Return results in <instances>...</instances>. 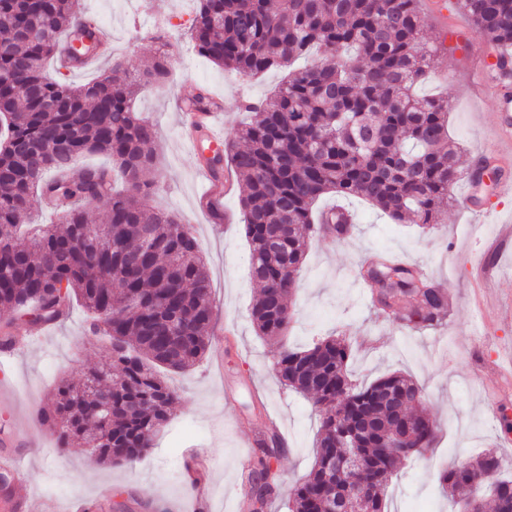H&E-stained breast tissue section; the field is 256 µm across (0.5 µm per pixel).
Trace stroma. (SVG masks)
Wrapping results in <instances>:
<instances>
[{
    "label": "stroma",
    "instance_id": "stroma-1",
    "mask_svg": "<svg viewBox=\"0 0 512 512\" xmlns=\"http://www.w3.org/2000/svg\"><path fill=\"white\" fill-rule=\"evenodd\" d=\"M417 7L429 38L471 24L456 7L442 9L438 0H418ZM82 8L111 35V55L80 72L48 63L52 77L83 85L114 58L143 70L160 52L158 34H165L170 44L166 81L142 87L135 101L158 134V164L146 174L155 184L151 201L191 225L206 259L214 326L229 325L234 332L224 339L223 371H214L208 354L192 369L167 375L177 400L147 456L132 466H106L89 453H59L55 435L29 407L46 403L62 379L77 383L88 368L105 367L107 338L85 333L86 311L77 301L68 318L47 326L0 313V325L12 323L14 335L29 339L4 374L16 405H0V431L16 434L15 450L26 457L28 479L16 495L29 502L30 512H42L47 503L56 512H72L77 499L85 512H187L191 489L184 471L195 448L209 460L202 474L205 512H245L242 475L257 453L249 437L271 415L279 421L287 449L276 462L281 483L266 512H289V491L312 466L320 416L310 400L281 385L273 369L279 346L258 336L249 318L260 288L250 279L249 247L241 231L242 182L234 180L224 198V219H211L200 209L198 154L180 136L178 107L199 87H207L223 102L218 127L230 138L249 118L240 108L241 99L265 97L283 74L271 71L245 79L198 55L186 37L193 0H82ZM446 46L432 58L428 78L416 91L447 99L449 133L463 145L457 166L462 178L448 205L425 231L350 200L356 214L353 231L342 241L323 237L312 242L291 304L290 345L346 336L354 347L349 367L353 383L366 385L400 372L424 391L438 437L394 478L389 512H457L439 474L487 448L496 451L504 474L512 475V379L500 378L489 367L496 357L512 354V309L483 307L474 276L477 265H493L501 271L494 290L512 297V241L492 251L486 247L496 224L512 221V198L500 197L490 179L474 192L484 215L473 216L464 201L465 175L497 137L495 104L479 91L476 75L489 45L475 31L468 46L452 38ZM377 252L396 254L445 290L448 313L440 324L415 328L372 306L375 286L361 277L360 269ZM104 491L109 494L105 501L100 498Z\"/></svg>",
    "mask_w": 512,
    "mask_h": 512
}]
</instances>
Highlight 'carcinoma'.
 Returning a JSON list of instances; mask_svg holds the SVG:
<instances>
[{"label":"carcinoma","instance_id":"obj_1","mask_svg":"<svg viewBox=\"0 0 512 512\" xmlns=\"http://www.w3.org/2000/svg\"><path fill=\"white\" fill-rule=\"evenodd\" d=\"M82 0H0V309L45 324L59 321L71 298L89 312V331L109 338L112 370L92 369L81 386L62 381L40 409L57 432L62 453L74 441L100 462L127 465L145 457L169 421L177 396L160 370L183 372L209 345L213 306L199 243L189 227L149 205L156 131L138 117L140 87L165 81L168 51L149 69L116 61L91 83L74 86L46 75L52 58L105 53L99 27ZM495 50L512 45V0H454ZM41 32L20 36L16 23ZM187 35L198 54L244 77L286 72L277 89L247 101L250 122L207 160L217 182L230 170L243 179L242 223L250 275L260 293L250 312L258 335L280 343V382L313 400L320 415L314 463L292 491L290 512H331L332 482L353 485L333 470L342 456L336 432L360 456L358 478L368 487L361 512H388L389 484L413 460L410 449L432 444L437 426L421 401L423 389L393 372L355 387L350 342L329 336L300 350L281 345L292 320L296 277L317 235L352 229L343 212L321 221L314 205L325 194L359 198L397 221L435 223L457 178V148L448 137V102L413 88L442 50L421 31L417 0H197ZM321 55L299 70L295 59ZM84 154H105L112 167L75 168ZM125 190H112V169ZM94 195L106 223L88 219ZM67 203L57 224L36 223L37 203ZM153 225L149 242L142 225ZM373 279L394 302L409 298L408 323L431 324L448 306L436 284L415 279L416 268L377 257ZM406 395L395 410L388 391ZM261 449L258 473L275 492L278 475ZM335 471L333 479L328 473ZM448 491L468 494L463 507L512 512V476L489 451L441 472Z\"/></svg>","mask_w":512,"mask_h":512}]
</instances>
